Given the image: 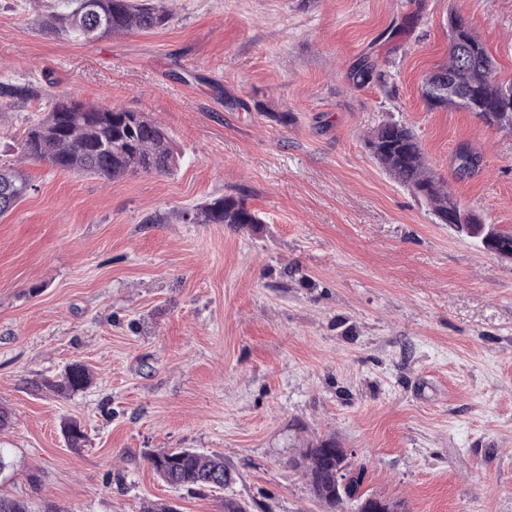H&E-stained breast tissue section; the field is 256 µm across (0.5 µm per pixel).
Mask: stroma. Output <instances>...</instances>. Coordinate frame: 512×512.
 Wrapping results in <instances>:
<instances>
[{"mask_svg": "<svg viewBox=\"0 0 512 512\" xmlns=\"http://www.w3.org/2000/svg\"><path fill=\"white\" fill-rule=\"evenodd\" d=\"M165 3L166 25L89 43L33 25L52 0H0V81L53 74L155 119L182 155L171 175L61 171L19 147L50 100L0 112V166L33 185L0 216V494L31 512H221L228 496L324 512L292 461L333 436L410 512H512V262L438 223L365 144L401 122L461 205L512 230V131L420 93L456 15L512 81V0ZM363 57L380 81L354 83ZM220 196L260 225L183 220ZM73 362L85 390L42 387ZM147 448L223 455L236 479L172 488Z\"/></svg>", "mask_w": 512, "mask_h": 512, "instance_id": "obj_1", "label": "stroma"}]
</instances>
